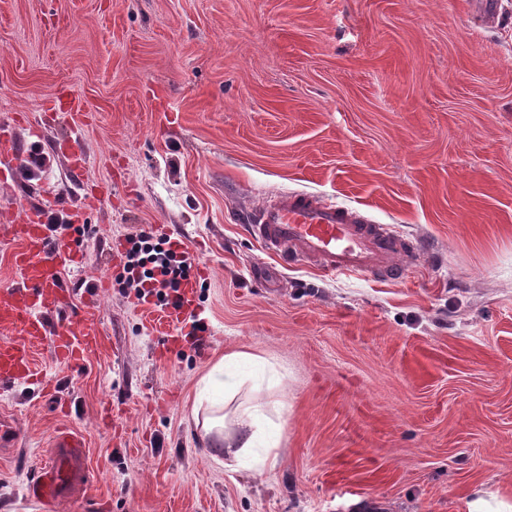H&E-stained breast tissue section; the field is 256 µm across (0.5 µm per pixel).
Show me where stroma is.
<instances>
[{"instance_id":"stroma-1","label":"stroma","mask_w":512,"mask_h":512,"mask_svg":"<svg viewBox=\"0 0 512 512\" xmlns=\"http://www.w3.org/2000/svg\"><path fill=\"white\" fill-rule=\"evenodd\" d=\"M2 127L23 159H0V214L83 208L71 316L107 288L97 347L36 349L53 396L0 387V512H512V0H0ZM286 193L421 258L401 281L284 263L242 218ZM148 227L195 259L202 329L172 344L108 254ZM234 352L275 372L241 392L280 426L259 476L193 414ZM59 428L90 482L41 511L22 488Z\"/></svg>"}]
</instances>
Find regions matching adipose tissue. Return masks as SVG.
<instances>
[{
  "mask_svg": "<svg viewBox=\"0 0 512 512\" xmlns=\"http://www.w3.org/2000/svg\"><path fill=\"white\" fill-rule=\"evenodd\" d=\"M254 358L238 352L224 356L203 377L204 393L218 394L222 401L235 398L249 378L254 377ZM207 434L213 435L216 447L227 458L246 464L257 472L273 470L278 463L279 430L265 414L261 401L240 405L233 420L209 417L203 422Z\"/></svg>",
  "mask_w": 512,
  "mask_h": 512,
  "instance_id": "ef3b65f1",
  "label": "adipose tissue"
}]
</instances>
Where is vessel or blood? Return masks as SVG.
Returning a JSON list of instances; mask_svg holds the SVG:
<instances>
[{
    "label": "vessel or blood",
    "mask_w": 512,
    "mask_h": 512,
    "mask_svg": "<svg viewBox=\"0 0 512 512\" xmlns=\"http://www.w3.org/2000/svg\"><path fill=\"white\" fill-rule=\"evenodd\" d=\"M250 229L266 250L287 263L315 258L324 274L366 276L378 271L393 279L408 270L396 261L401 248L384 224L364 213L338 206L311 194H282L265 202L249 219ZM0 245L11 247L17 277L0 290V330L12 331L0 339V383L31 382L52 394L55 386L36 371L33 348L47 334V318L70 308L72 292L63 288L64 268L77 265L78 256L55 241L47 208L28 204L19 214L0 220ZM194 281H186L167 313L169 326L182 324L193 303ZM99 333L83 323L65 321L53 339L56 361L79 360L98 342ZM87 486L84 445L69 430L52 437V455L27 486L28 496L48 502L79 494Z\"/></svg>",
    "instance_id": "vessel-or-blood-1"
}]
</instances>
